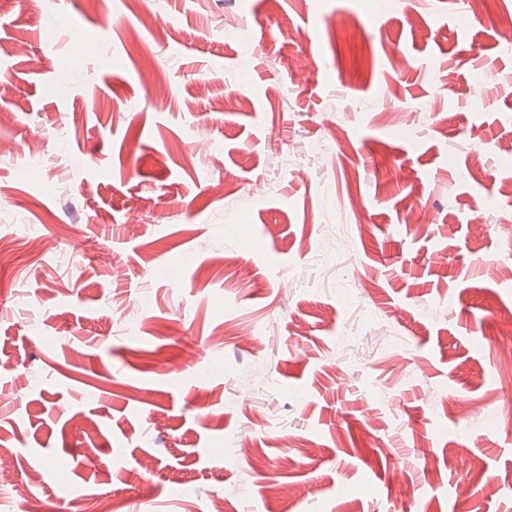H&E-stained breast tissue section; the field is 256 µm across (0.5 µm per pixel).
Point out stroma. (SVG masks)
<instances>
[{
  "label": "stroma",
  "instance_id": "obj_1",
  "mask_svg": "<svg viewBox=\"0 0 512 512\" xmlns=\"http://www.w3.org/2000/svg\"><path fill=\"white\" fill-rule=\"evenodd\" d=\"M508 11L0 0V512H512Z\"/></svg>",
  "mask_w": 512,
  "mask_h": 512
}]
</instances>
